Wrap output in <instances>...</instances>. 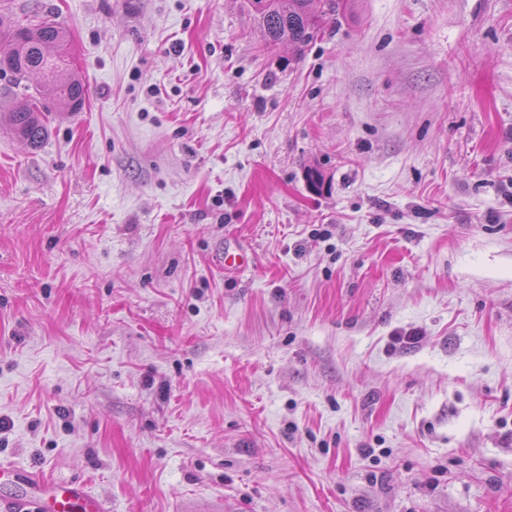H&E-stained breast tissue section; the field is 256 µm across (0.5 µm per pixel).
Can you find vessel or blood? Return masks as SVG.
Wrapping results in <instances>:
<instances>
[{"label": "vessel or blood", "mask_w": 512, "mask_h": 512, "mask_svg": "<svg viewBox=\"0 0 512 512\" xmlns=\"http://www.w3.org/2000/svg\"><path fill=\"white\" fill-rule=\"evenodd\" d=\"M252 250L235 244L224 250V270L237 272L249 265ZM0 485L14 486V493L0 497V512H107L104 501L84 483L61 482L45 470L20 474L15 466L0 462Z\"/></svg>", "instance_id": "b4317fda"}]
</instances>
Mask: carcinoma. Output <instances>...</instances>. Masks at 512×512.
I'll return each instance as SVG.
<instances>
[{"label":"carcinoma","mask_w":512,"mask_h":512,"mask_svg":"<svg viewBox=\"0 0 512 512\" xmlns=\"http://www.w3.org/2000/svg\"><path fill=\"white\" fill-rule=\"evenodd\" d=\"M264 39L272 46L303 48L310 44L326 20L338 13L344 0H249ZM67 33L57 23L42 19L19 24L0 14V73L14 83L34 76L39 97L59 112H77L86 100L82 81L72 71L66 53ZM0 120L30 147L45 139L48 127L35 102L4 106Z\"/></svg>","instance_id":"cac0c4a2"}]
</instances>
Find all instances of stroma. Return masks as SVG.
I'll use <instances>...</instances> for the list:
<instances>
[{"label":"stroma","mask_w":512,"mask_h":512,"mask_svg":"<svg viewBox=\"0 0 512 512\" xmlns=\"http://www.w3.org/2000/svg\"><path fill=\"white\" fill-rule=\"evenodd\" d=\"M1 13L87 96L0 126V461L110 512H512V0H348L299 54L248 0ZM0 108V120L5 119L19 139L30 147H37L42 143L48 133V127L37 102L11 104L5 107L1 97ZM253 251L243 244H235L234 247L224 248V271L225 273H236L247 267L253 259Z\"/></svg>","instance_id":"stroma-1"}]
</instances>
